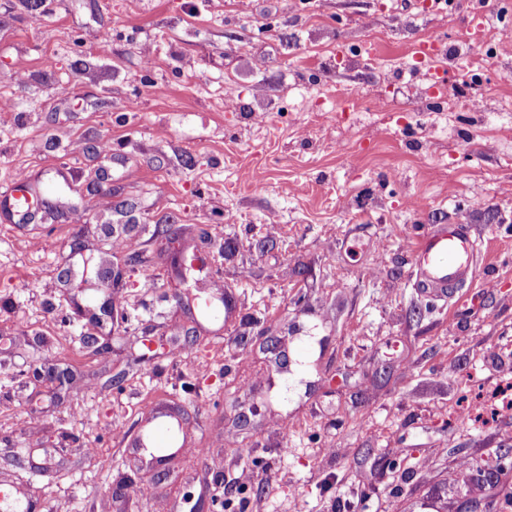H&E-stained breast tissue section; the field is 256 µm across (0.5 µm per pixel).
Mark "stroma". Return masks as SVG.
I'll use <instances>...</instances> for the list:
<instances>
[{
	"instance_id": "stroma-1",
	"label": "stroma",
	"mask_w": 512,
	"mask_h": 512,
	"mask_svg": "<svg viewBox=\"0 0 512 512\" xmlns=\"http://www.w3.org/2000/svg\"><path fill=\"white\" fill-rule=\"evenodd\" d=\"M509 28L512 0H0V194L54 200L0 211V480L33 512H512L467 482L512 414L451 422L512 375V46L479 49ZM458 222L477 277L424 295L416 237ZM161 407L207 456L117 436Z\"/></svg>"
}]
</instances>
